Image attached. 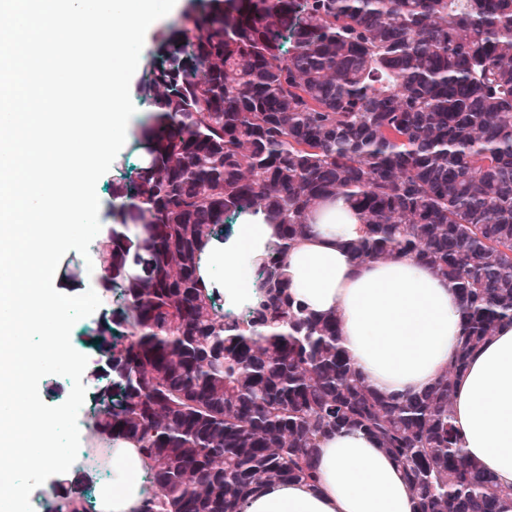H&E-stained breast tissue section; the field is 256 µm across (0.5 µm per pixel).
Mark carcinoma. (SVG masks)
Wrapping results in <instances>:
<instances>
[{"instance_id":"carcinoma-1","label":"carcinoma","mask_w":512,"mask_h":512,"mask_svg":"<svg viewBox=\"0 0 512 512\" xmlns=\"http://www.w3.org/2000/svg\"><path fill=\"white\" fill-rule=\"evenodd\" d=\"M138 93L145 161L112 186L89 432L137 445L143 512H243L266 483L314 481L313 448L343 429L404 468L416 512H497L512 489L467 456L451 398L512 321V0H195ZM338 197L364 227L356 260L412 258L457 294L453 366L423 394L376 391L337 318L288 292V251ZM256 212L280 234L232 314L203 246ZM44 510L83 512L79 482Z\"/></svg>"}]
</instances>
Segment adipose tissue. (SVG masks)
Segmentation results:
<instances>
[{"label":"adipose tissue","instance_id":"obj_1","mask_svg":"<svg viewBox=\"0 0 512 512\" xmlns=\"http://www.w3.org/2000/svg\"><path fill=\"white\" fill-rule=\"evenodd\" d=\"M362 232L343 199L326 201L310 233L288 252L290 291L317 315L338 318L348 357L374 389L394 397L423 393L448 370L462 334L455 291L406 257L356 261L349 244ZM276 239V225L259 213L248 216L234 238L210 242L201 268L208 290L228 307L244 300L252 292L249 264ZM453 416L468 456L498 485L512 487V323L503 322L456 377ZM313 462L316 484L265 485L244 512H414L402 468L370 436L329 435ZM142 468L138 448L116 442L112 483L100 489L97 512H142Z\"/></svg>","mask_w":512,"mask_h":512}]
</instances>
